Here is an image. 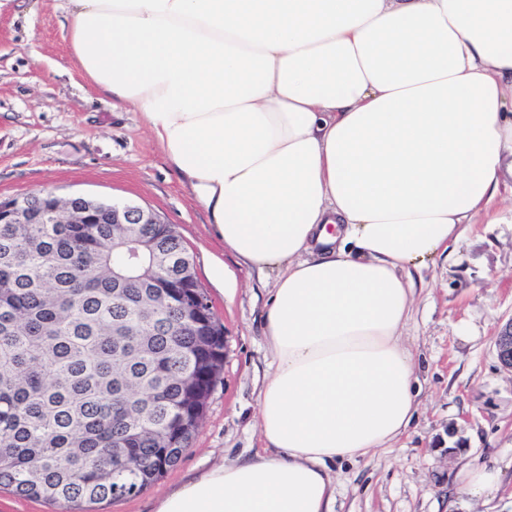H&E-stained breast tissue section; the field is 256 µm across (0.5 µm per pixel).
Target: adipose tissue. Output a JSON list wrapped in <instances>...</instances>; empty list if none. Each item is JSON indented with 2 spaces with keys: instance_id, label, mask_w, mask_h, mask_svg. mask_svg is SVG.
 I'll list each match as a JSON object with an SVG mask.
<instances>
[{
  "instance_id": "obj_1",
  "label": "adipose tissue",
  "mask_w": 512,
  "mask_h": 512,
  "mask_svg": "<svg viewBox=\"0 0 512 512\" xmlns=\"http://www.w3.org/2000/svg\"><path fill=\"white\" fill-rule=\"evenodd\" d=\"M91 86L141 113L245 264L276 270L264 452L155 512H334L329 465L417 412L405 270L488 212L512 157V0H69Z\"/></svg>"
}]
</instances>
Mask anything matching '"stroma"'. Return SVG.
I'll use <instances>...</instances> for the list:
<instances>
[{"mask_svg": "<svg viewBox=\"0 0 512 512\" xmlns=\"http://www.w3.org/2000/svg\"><path fill=\"white\" fill-rule=\"evenodd\" d=\"M67 0H0V199L45 188L134 201L173 224L224 326V370L180 464L139 495L99 512H154L182 481L260 447L257 396L271 362L263 320L273 271L240 262L166 161L140 112L95 91L69 58ZM494 223L473 225L455 261L414 272L403 336L421 384L400 441L332 467L334 512H512V372L495 353L512 320V177ZM489 465L503 485L488 503L456 474Z\"/></svg>", "mask_w": 512, "mask_h": 512, "instance_id": "stroma-1", "label": "stroma"}]
</instances>
